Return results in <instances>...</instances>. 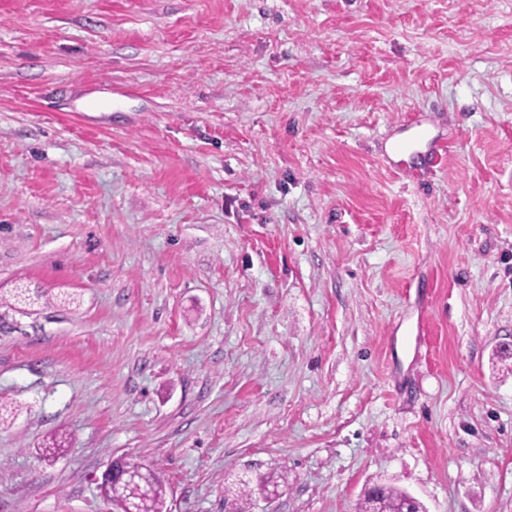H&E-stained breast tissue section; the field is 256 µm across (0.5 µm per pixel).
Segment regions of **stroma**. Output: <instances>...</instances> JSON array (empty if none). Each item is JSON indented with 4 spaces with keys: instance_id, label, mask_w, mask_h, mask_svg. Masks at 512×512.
Segmentation results:
<instances>
[{
    "instance_id": "obj_1",
    "label": "stroma",
    "mask_w": 512,
    "mask_h": 512,
    "mask_svg": "<svg viewBox=\"0 0 512 512\" xmlns=\"http://www.w3.org/2000/svg\"><path fill=\"white\" fill-rule=\"evenodd\" d=\"M503 347L512 0H0V512H512ZM409 127L414 129L412 136L409 139L396 141L391 145V151L394 157L398 159L393 162L396 163L397 166L403 165L406 162L405 158H413L418 152L416 149L424 142L423 166L413 168L409 171L412 177L419 178L439 162L440 158L445 153L446 144L433 137L426 139V133L424 130L420 129V125L417 121L410 123ZM165 490L156 473L152 475V487L147 496L137 500V512H166L164 510ZM409 494L390 486L369 489L363 499L362 512H396L406 510Z\"/></svg>"
}]
</instances>
